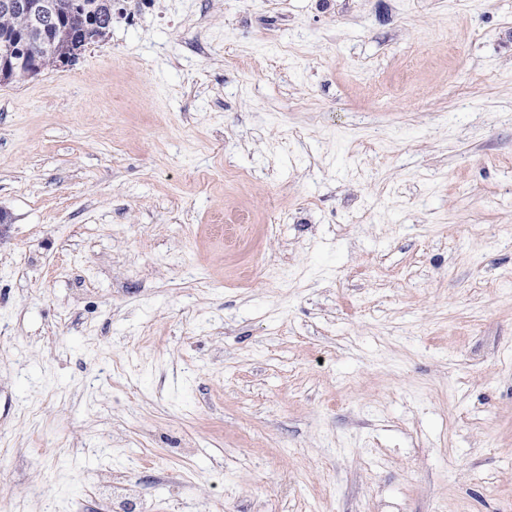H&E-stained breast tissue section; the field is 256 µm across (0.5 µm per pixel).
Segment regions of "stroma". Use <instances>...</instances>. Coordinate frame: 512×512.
<instances>
[{"label":"stroma","mask_w":512,"mask_h":512,"mask_svg":"<svg viewBox=\"0 0 512 512\" xmlns=\"http://www.w3.org/2000/svg\"><path fill=\"white\" fill-rule=\"evenodd\" d=\"M0 85V512H512V0H128Z\"/></svg>","instance_id":"obj_1"}]
</instances>
